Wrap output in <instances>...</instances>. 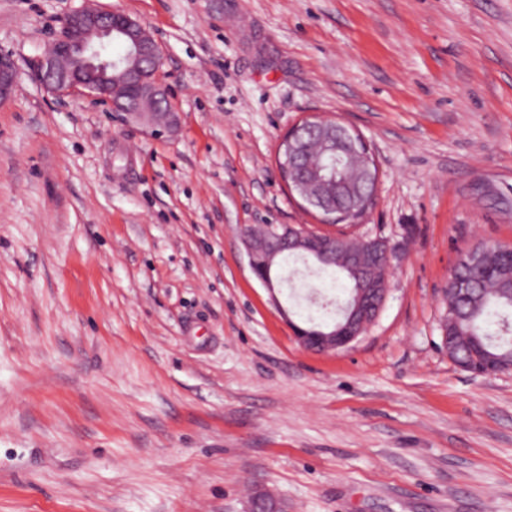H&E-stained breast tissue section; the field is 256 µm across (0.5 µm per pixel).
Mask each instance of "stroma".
I'll return each instance as SVG.
<instances>
[{
    "label": "stroma",
    "mask_w": 512,
    "mask_h": 512,
    "mask_svg": "<svg viewBox=\"0 0 512 512\" xmlns=\"http://www.w3.org/2000/svg\"><path fill=\"white\" fill-rule=\"evenodd\" d=\"M82 3L0 0V512H512V371L439 331L460 254L512 244V0H98L159 43L172 136L36 79ZM312 114L379 171L352 235L406 242L330 354L290 326L341 275L292 259L270 294L239 237L317 225L276 164Z\"/></svg>",
    "instance_id": "35a3bbf8"
}]
</instances>
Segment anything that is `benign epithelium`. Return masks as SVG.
I'll list each match as a JSON object with an SVG mask.
<instances>
[{"label": "benign epithelium", "instance_id": "7a95c632", "mask_svg": "<svg viewBox=\"0 0 512 512\" xmlns=\"http://www.w3.org/2000/svg\"><path fill=\"white\" fill-rule=\"evenodd\" d=\"M63 35L38 61L37 70L44 88L58 96L88 94L108 102L122 114V120L140 125L155 135L175 132L178 114L168 104L169 89L160 78L161 51L150 31L137 20L119 10H106L95 0L66 16ZM123 38L126 53L112 57L106 43L114 35ZM16 70L12 59L0 56V104L12 93ZM317 131L321 156L326 160L357 161V178L353 182H336L325 167L312 165L303 171L300 160L308 157L309 144L298 134L300 126ZM282 138L278 171L282 181L295 184L304 200L320 205L328 197L342 195L347 201L360 199L364 206L377 199V172L364 140L338 122L306 119ZM240 236L249 266L256 278L270 291L272 299L288 322L299 343L316 352H334L356 341L377 318L389 289L381 286L371 273L363 255L387 269L399 260L404 243L381 238H363L360 247L336 255L337 241L348 235L323 232L301 224H248ZM288 255L339 261L356 284L339 308L336 322L319 328H303L290 317L275 290L277 274ZM248 512H288L280 500L258 492Z\"/></svg>", "mask_w": 512, "mask_h": 512}]
</instances>
